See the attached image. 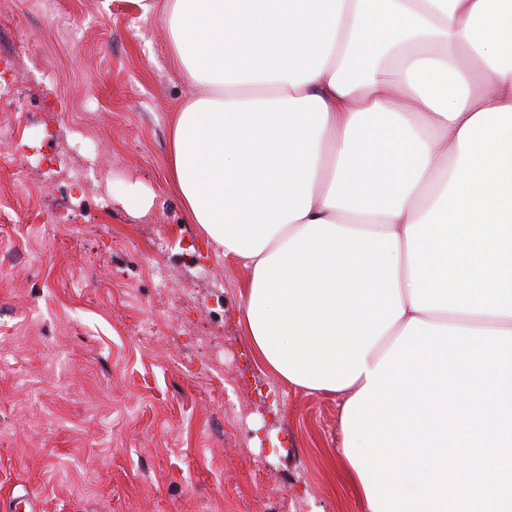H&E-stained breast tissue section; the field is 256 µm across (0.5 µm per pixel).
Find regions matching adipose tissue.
<instances>
[{
	"label": "adipose tissue",
	"mask_w": 512,
	"mask_h": 512,
	"mask_svg": "<svg viewBox=\"0 0 512 512\" xmlns=\"http://www.w3.org/2000/svg\"><path fill=\"white\" fill-rule=\"evenodd\" d=\"M191 85L169 172L248 270L308 222L398 240L402 318L512 331V0H132Z\"/></svg>",
	"instance_id": "1"
}]
</instances>
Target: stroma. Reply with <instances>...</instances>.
<instances>
[{"label":"stroma","mask_w":512,"mask_h":512,"mask_svg":"<svg viewBox=\"0 0 512 512\" xmlns=\"http://www.w3.org/2000/svg\"><path fill=\"white\" fill-rule=\"evenodd\" d=\"M57 2L52 22L0 18V70L19 72L0 104V496L28 486L40 512H363L340 486L341 398L266 368L241 310L248 269L184 221L169 132L194 89L165 25L131 0ZM84 140L112 165L84 190L65 165L19 176L25 145L56 159ZM235 401L245 443L224 419Z\"/></svg>","instance_id":"obj_1"}]
</instances>
